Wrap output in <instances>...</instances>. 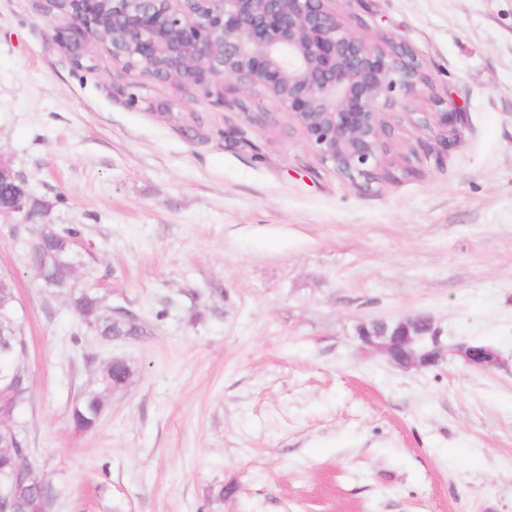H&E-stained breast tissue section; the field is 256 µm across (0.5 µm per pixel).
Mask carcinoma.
<instances>
[{
  "label": "carcinoma",
  "instance_id": "1",
  "mask_svg": "<svg viewBox=\"0 0 512 512\" xmlns=\"http://www.w3.org/2000/svg\"><path fill=\"white\" fill-rule=\"evenodd\" d=\"M32 233L30 243L33 250L26 253L28 265L40 266L48 253L58 260L46 269V276L39 279L44 292L72 297V306L84 319V326L102 336L137 335L140 328L112 316L95 293L86 291L72 295V279L63 275L61 268L84 262L83 256L71 250V241L81 235L78 225L36 224ZM4 320L13 323L15 336L10 347H0V408L7 411L4 424L0 426V485H13L29 475L38 478L39 482L31 483L10 502V510L42 512L45 496L54 495V489L28 458L21 413L29 401L31 373L27 365L23 325L17 313L15 288L10 278L0 276V321ZM132 376L133 370L126 362L107 365L98 381L84 389L73 405L71 418L75 426L81 430L94 428L103 413L106 398L112 390L123 387Z\"/></svg>",
  "mask_w": 512,
  "mask_h": 512
}]
</instances>
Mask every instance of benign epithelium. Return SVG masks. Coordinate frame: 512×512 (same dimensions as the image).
Listing matches in <instances>:
<instances>
[{
  "label": "benign epithelium",
  "instance_id": "benign-epithelium-1",
  "mask_svg": "<svg viewBox=\"0 0 512 512\" xmlns=\"http://www.w3.org/2000/svg\"><path fill=\"white\" fill-rule=\"evenodd\" d=\"M332 0H64L56 29L76 66L102 44L112 60L148 80L187 82L210 96L224 83L262 90L312 142L320 161L352 183L379 177L392 152L388 117L417 98L430 78L415 52L348 28ZM121 39L108 42L105 24ZM25 177L0 155V217L29 229ZM361 345L393 366L419 369L443 360L440 330L426 317L362 322ZM477 369L499 364L493 348L462 345Z\"/></svg>",
  "mask_w": 512,
  "mask_h": 512
}]
</instances>
